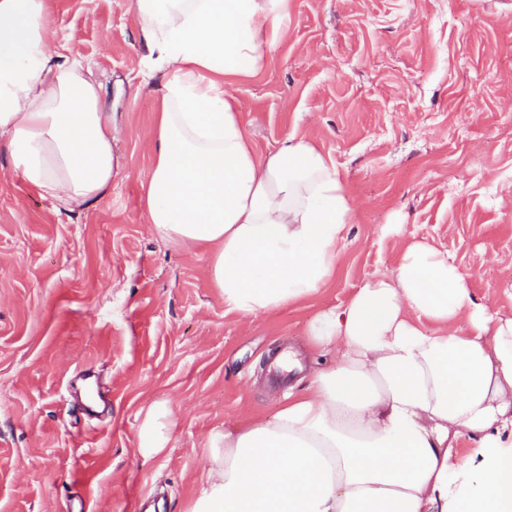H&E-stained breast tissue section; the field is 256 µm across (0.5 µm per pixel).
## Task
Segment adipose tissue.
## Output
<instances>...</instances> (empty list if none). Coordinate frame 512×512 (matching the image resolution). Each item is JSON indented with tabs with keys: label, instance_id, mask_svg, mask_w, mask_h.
<instances>
[{
	"label": "adipose tissue",
	"instance_id": "1",
	"mask_svg": "<svg viewBox=\"0 0 512 512\" xmlns=\"http://www.w3.org/2000/svg\"><path fill=\"white\" fill-rule=\"evenodd\" d=\"M289 6L134 4L150 61L141 89L163 75L147 221L206 252L225 311L244 316L316 292L354 212L310 142L291 134L257 154L224 83L265 67L260 47ZM51 14L52 0H0V138L22 180L72 211L111 185L120 132L91 69L51 48ZM309 336L328 362L273 419L212 434L189 512H512V317L478 300L452 258L412 246L394 272L318 311ZM172 426L154 402L139 454L158 455Z\"/></svg>",
	"mask_w": 512,
	"mask_h": 512
}]
</instances>
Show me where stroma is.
Here are the masks:
<instances>
[{
  "mask_svg": "<svg viewBox=\"0 0 512 512\" xmlns=\"http://www.w3.org/2000/svg\"><path fill=\"white\" fill-rule=\"evenodd\" d=\"M135 0H53L51 28L103 83L124 166L68 212L14 172L0 140V512H188L208 438L270 420L306 390L320 309L408 249L448 251L473 294L512 316V0H291L267 66L232 79L258 154L312 142L354 202L315 294L274 314L225 311L206 255L158 238L141 206L159 95L140 93ZM102 407L75 414L83 373ZM167 401L165 450L136 455Z\"/></svg>",
  "mask_w": 512,
  "mask_h": 512,
  "instance_id": "35a3bbf8",
  "label": "stroma"
}]
</instances>
